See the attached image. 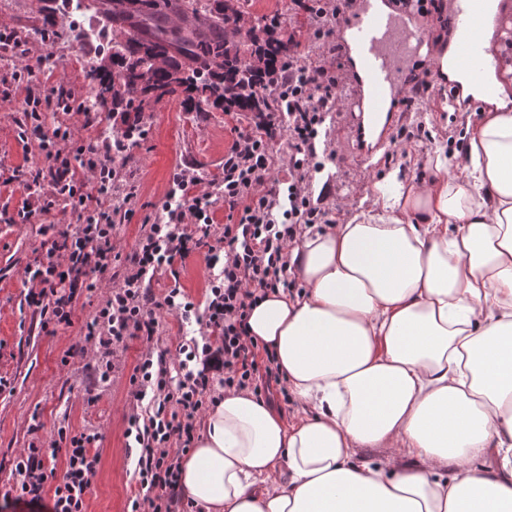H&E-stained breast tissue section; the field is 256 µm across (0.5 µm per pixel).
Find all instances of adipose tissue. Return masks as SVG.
Segmentation results:
<instances>
[{
    "mask_svg": "<svg viewBox=\"0 0 512 512\" xmlns=\"http://www.w3.org/2000/svg\"><path fill=\"white\" fill-rule=\"evenodd\" d=\"M499 68L463 178L437 150L433 177L390 174L377 209L290 247L301 291L268 293L248 325L298 407L225 392L181 460L198 512H512V60Z\"/></svg>",
    "mask_w": 512,
    "mask_h": 512,
    "instance_id": "ef3b65f1",
    "label": "adipose tissue"
}]
</instances>
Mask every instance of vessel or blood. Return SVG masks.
I'll list each match as a JSON object with an SVG mask.
<instances>
[{"label": "vessel or blood", "instance_id": "vessel-or-blood-1", "mask_svg": "<svg viewBox=\"0 0 512 512\" xmlns=\"http://www.w3.org/2000/svg\"><path fill=\"white\" fill-rule=\"evenodd\" d=\"M447 46H438L418 23L416 12L383 10L377 0H354L337 23L336 46L346 83L345 132L356 146L360 163L389 146L399 120L389 105L419 79L408 63L422 58L428 77L443 86L451 109L480 108L494 93L483 35L507 30L512 16L495 9L493 0H448L443 13ZM451 64H444V56Z\"/></svg>", "mask_w": 512, "mask_h": 512}]
</instances>
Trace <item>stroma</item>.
<instances>
[{
  "mask_svg": "<svg viewBox=\"0 0 512 512\" xmlns=\"http://www.w3.org/2000/svg\"><path fill=\"white\" fill-rule=\"evenodd\" d=\"M48 14L54 16L60 32L45 47L59 63L48 83L81 86V60L94 55L98 46L77 43L68 36L72 26L69 14L51 0H0V21L16 26L27 37L39 30ZM445 101L443 90H430L420 111L403 113L399 120L409 134L403 153H379L369 165L357 160L340 118L328 123L336 154L324 173L317 175L314 187L325 190V203L331 207L333 219L346 220L374 208L375 186L390 170L400 169L414 180L424 178L430 174L425 166L428 153L442 144L460 147L467 125L477 123L480 115L451 111ZM22 103L18 94L0 104V166L26 170L38 165L39 155L36 146H23L16 138L13 119ZM145 116L148 136L130 152L129 166L138 186L135 214L120 226L114 240L117 251L123 254L134 249L145 218L163 217L162 205L175 167L187 162L207 179L220 178L224 152L231 141L233 122L220 106L201 114L188 112L175 96L149 103ZM23 199L24 192L18 186L0 188V377L8 381L6 389L0 391V512H19L3 495L13 484L11 465L22 448L42 440L48 445L47 456L63 462L64 451L49 445L61 426L73 433L88 430L100 436L101 466L86 498L88 512H125L134 491L135 461L125 450L124 416L128 411V378L140 346L133 342L116 349L110 378L96 384L90 381L93 361L71 353L70 348L83 340L84 324L101 300L96 291L82 296L71 327L53 336L39 330L25 301L29 286L23 281V270L36 256L43 225H68L75 217L71 209L61 207L31 223H15ZM177 269L175 279L166 273L158 275L153 281L155 290L164 291L176 282L196 304H204L210 271L203 255H190Z\"/></svg>",
  "mask_w": 512,
  "mask_h": 512,
  "instance_id": "obj_1",
  "label": "stroma"
}]
</instances>
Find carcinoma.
I'll use <instances>...</instances> for the list:
<instances>
[{
	"label": "carcinoma",
	"instance_id": "carcinoma-1",
	"mask_svg": "<svg viewBox=\"0 0 512 512\" xmlns=\"http://www.w3.org/2000/svg\"><path fill=\"white\" fill-rule=\"evenodd\" d=\"M91 7L112 29L114 53L112 69L95 59L84 81L100 109L124 113L136 135L149 101L179 93H192L189 104L270 111L267 86L299 45L244 27L240 0H92Z\"/></svg>",
	"mask_w": 512,
	"mask_h": 512
}]
</instances>
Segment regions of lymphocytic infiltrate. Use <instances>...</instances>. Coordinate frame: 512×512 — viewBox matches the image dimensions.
<instances>
[{
  "mask_svg": "<svg viewBox=\"0 0 512 512\" xmlns=\"http://www.w3.org/2000/svg\"><path fill=\"white\" fill-rule=\"evenodd\" d=\"M351 0H290L289 10L305 14L324 49L297 54L277 74L271 111L250 117L224 153V177L212 182L196 167L174 171L168 192L172 206L162 221L141 224L136 247L116 252L118 224L135 213L137 187L121 165L132 146L127 124H114L112 137H79L71 118L80 114L76 92L63 84L45 87L37 73H54L57 63L32 55L29 42L14 27L0 24V57L14 59L0 71V99L24 91L15 120L17 138L36 143L43 158L31 171L0 169V186L22 187L25 199L19 223L46 215L60 203L78 214L66 229L44 227L41 247L26 276L34 288L27 303L41 331L53 334L71 326L81 293L105 288L99 308L86 323L85 342L97 348V371L108 377L111 350L137 340L142 352L129 376L125 436L136 452L133 478L138 492L129 512H186L179 483L182 458L195 434L225 390H268L279 378L273 355L247 337L249 310L276 288H291L288 247L314 224L328 223L329 211L313 198V183L335 152L319 140L318 129L337 111L344 78L336 64L334 35ZM35 64H27L28 56ZM230 219L213 221L217 207ZM204 252L215 273L204 308L179 286L156 294L158 270L174 271L176 262ZM196 321L199 338L161 347L165 316ZM181 371L173 380L172 368ZM63 471H56L44 448L29 445L12 463L15 503L30 512H86V496L100 464L97 433L68 434Z\"/></svg>",
  "mask_w": 512,
  "mask_h": 512,
  "instance_id": "f902f5d3",
  "label": "lymphocytic infiltrate"
}]
</instances>
